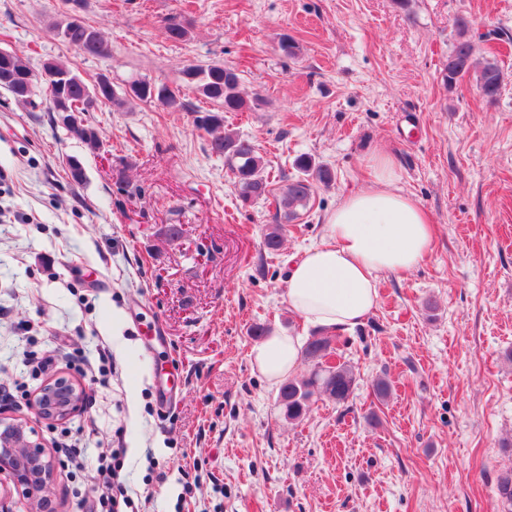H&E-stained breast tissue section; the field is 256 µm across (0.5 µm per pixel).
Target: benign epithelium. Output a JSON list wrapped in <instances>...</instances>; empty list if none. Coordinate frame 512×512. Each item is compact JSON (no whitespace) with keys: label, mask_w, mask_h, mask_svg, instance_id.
<instances>
[{"label":"benign epithelium","mask_w":512,"mask_h":512,"mask_svg":"<svg viewBox=\"0 0 512 512\" xmlns=\"http://www.w3.org/2000/svg\"><path fill=\"white\" fill-rule=\"evenodd\" d=\"M86 388L61 373L48 377L32 399L39 419L63 421L78 413L86 400ZM35 432L25 423L0 420V475L29 502V512H47L46 496L53 463Z\"/></svg>","instance_id":"benign-epithelium-1"}]
</instances>
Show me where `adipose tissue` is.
<instances>
[{
	"label": "adipose tissue",
	"mask_w": 512,
	"mask_h": 512,
	"mask_svg": "<svg viewBox=\"0 0 512 512\" xmlns=\"http://www.w3.org/2000/svg\"><path fill=\"white\" fill-rule=\"evenodd\" d=\"M370 165L372 185L337 204L326 219L323 242L308 248L288 272V306L313 326L343 331L357 325L377 303L378 273L411 270L430 249L431 220L411 196L393 190L391 155L374 153ZM249 356L276 385L296 371L299 340L273 331Z\"/></svg>",
	"instance_id": "adipose-tissue-1"
}]
</instances>
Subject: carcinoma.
Segmentation results:
<instances>
[{"label": "carcinoma", "mask_w": 512, "mask_h": 512, "mask_svg": "<svg viewBox=\"0 0 512 512\" xmlns=\"http://www.w3.org/2000/svg\"><path fill=\"white\" fill-rule=\"evenodd\" d=\"M454 28L456 37L448 54V63L445 64L444 81L451 86L465 77L472 78L481 98L488 104L495 103L504 84L500 65L492 56L476 57L470 35L472 22L468 17L456 16ZM57 36L80 55L100 58L109 54L100 31L92 25L73 27L67 22L58 28ZM51 66L58 76L59 86L55 88V95L50 97L48 111H56L60 104L77 113L73 123L68 126L69 134L93 149L100 148L97 130L83 118L84 113L94 109L95 85L60 62L53 61ZM31 75L33 71L22 57L0 50V88L8 91L16 100L28 102L31 95L25 96L18 90V81ZM182 75L186 85L193 87L216 106V109L197 116L196 124L211 135L208 152L224 158V164L233 175L238 199L245 205L266 196L270 189L263 175L265 160L256 144L237 132L220 131L224 127V113L250 109L258 104L259 97L249 102L242 96L239 91L240 76L231 67L219 64L206 67L188 65L182 70ZM294 167L297 175L286 179L276 198V211L289 221L298 219L301 212L310 207L317 186L329 187L336 180V174L329 166L310 156L297 157ZM282 243V225H270L264 234L263 248L274 254ZM338 337L339 334L325 330L307 342L303 356L313 363L309 376L289 379L279 388L278 404L286 419L302 420L315 397H326L338 404L349 398L355 384L353 371L344 364H326V359L336 353Z\"/></svg>", "instance_id": "cac0c4a2"}]
</instances>
